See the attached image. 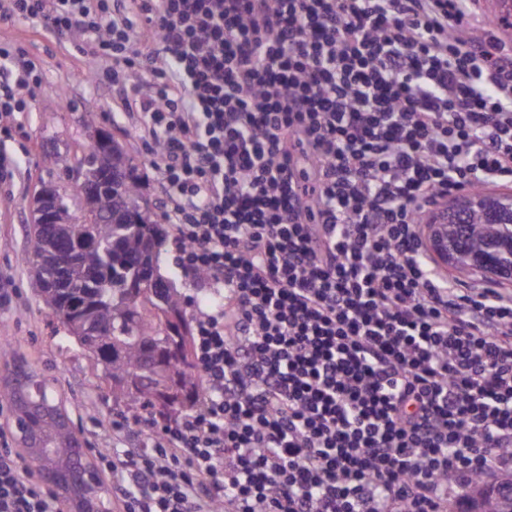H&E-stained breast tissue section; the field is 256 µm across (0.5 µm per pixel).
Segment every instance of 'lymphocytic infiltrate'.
Instances as JSON below:
<instances>
[{"label":"lymphocytic infiltrate","instance_id":"1","mask_svg":"<svg viewBox=\"0 0 512 512\" xmlns=\"http://www.w3.org/2000/svg\"><path fill=\"white\" fill-rule=\"evenodd\" d=\"M140 112L198 310V406L105 472L115 512H448L512 469V289L421 217L512 184V47L474 0H0ZM0 123L39 63L0 42ZM0 512H56L0 448Z\"/></svg>","mask_w":512,"mask_h":512}]
</instances>
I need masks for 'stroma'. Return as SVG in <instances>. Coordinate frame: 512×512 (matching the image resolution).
Returning <instances> with one entry per match:
<instances>
[{
	"label": "stroma",
	"instance_id": "obj_1",
	"mask_svg": "<svg viewBox=\"0 0 512 512\" xmlns=\"http://www.w3.org/2000/svg\"><path fill=\"white\" fill-rule=\"evenodd\" d=\"M22 48L41 64L36 101L0 123V150L12 165L14 179L0 182V337L10 357L54 379V390L74 425L82 432L90 456L121 447L114 423L128 419L106 390L96 385L89 360L67 340L63 323L38 307L36 282L28 264L33 193L39 182L72 188L75 172L58 167L56 157L78 162L93 139L85 126L95 114L97 128L117 141L137 167L140 197L166 224L163 185L149 162V148L137 136L139 113L123 109L109 89L96 84L87 66L78 64L68 41L32 35L21 24L1 25L0 40ZM96 128V129H97Z\"/></svg>",
	"mask_w": 512,
	"mask_h": 512
}]
</instances>
